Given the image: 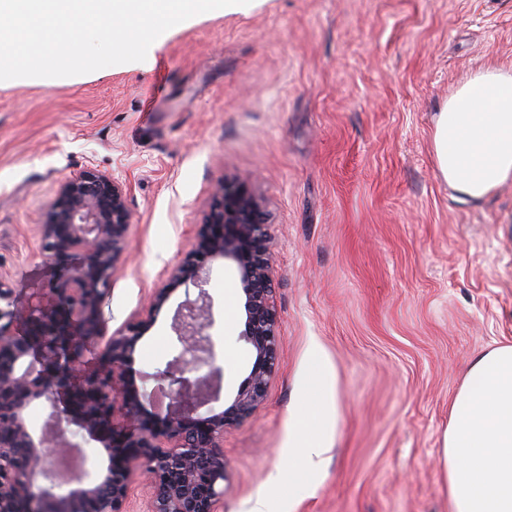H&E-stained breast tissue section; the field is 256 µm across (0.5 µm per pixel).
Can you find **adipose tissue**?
<instances>
[{"mask_svg": "<svg viewBox=\"0 0 512 512\" xmlns=\"http://www.w3.org/2000/svg\"><path fill=\"white\" fill-rule=\"evenodd\" d=\"M436 166L458 200L512 181V72L478 71L434 120ZM449 512H512V345L468 365L443 439Z\"/></svg>", "mask_w": 512, "mask_h": 512, "instance_id": "obj_1", "label": "adipose tissue"}]
</instances>
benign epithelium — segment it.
I'll list each match as a JSON object with an SVG mask.
<instances>
[{
	"instance_id": "7a95c632",
	"label": "benign epithelium",
	"mask_w": 512,
	"mask_h": 512,
	"mask_svg": "<svg viewBox=\"0 0 512 512\" xmlns=\"http://www.w3.org/2000/svg\"><path fill=\"white\" fill-rule=\"evenodd\" d=\"M213 196L191 249L154 289L144 313L107 338L102 303L132 224L126 185L95 171L62 183L40 225L44 259L63 267L58 285L20 309L0 280V512H124L137 475L145 478L143 512H217L228 480L224 432L264 403L278 361V319L266 218L250 182L226 180ZM216 260L239 279L240 336L254 360L232 402L202 415L198 409L217 395L220 374L206 289ZM187 283L197 295L176 310L175 355L168 368L207 372L178 381L168 392L178 409L154 418L129 368L156 311ZM101 342L103 350L90 367L85 353ZM43 404L52 409V431L38 432L29 421L30 408ZM64 422L112 449L108 464L83 456L70 478L46 465L42 448L60 460L76 454Z\"/></svg>"
}]
</instances>
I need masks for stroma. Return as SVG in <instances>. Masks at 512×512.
Wrapping results in <instances>:
<instances>
[{"label":"stroma","instance_id":"1","mask_svg":"<svg viewBox=\"0 0 512 512\" xmlns=\"http://www.w3.org/2000/svg\"><path fill=\"white\" fill-rule=\"evenodd\" d=\"M489 66L512 67V0H251L164 32L141 62L0 81V277L19 305L60 267L39 224L62 182L125 181L128 246L102 306L112 335L143 311L227 179L268 213L278 364L260 409L224 435L221 512H448L443 437L465 365L512 343V183L457 200L434 161V116ZM210 333L223 409L253 362L241 286L214 263ZM183 285L130 375L171 410L166 371ZM337 394L333 444L302 388Z\"/></svg>","mask_w":512,"mask_h":512}]
</instances>
